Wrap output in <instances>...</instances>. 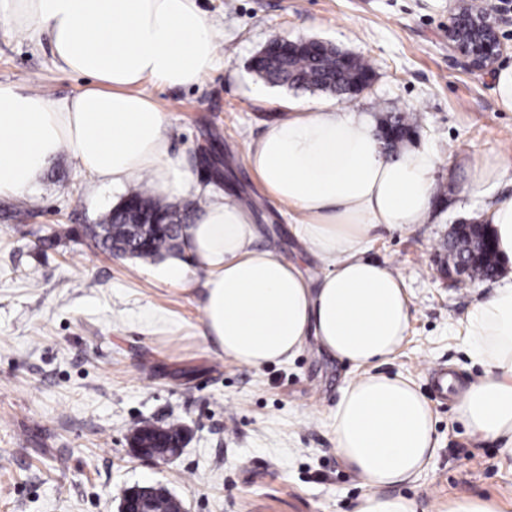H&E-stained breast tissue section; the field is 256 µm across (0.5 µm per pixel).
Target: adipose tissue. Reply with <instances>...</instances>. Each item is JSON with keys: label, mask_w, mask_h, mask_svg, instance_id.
I'll return each mask as SVG.
<instances>
[{"label": "adipose tissue", "mask_w": 512, "mask_h": 512, "mask_svg": "<svg viewBox=\"0 0 512 512\" xmlns=\"http://www.w3.org/2000/svg\"><path fill=\"white\" fill-rule=\"evenodd\" d=\"M0 16L22 33L46 32L55 64L91 80L55 102L0 82V196L32 195L65 150L116 193L144 176L161 198L205 195L182 227V257L168 261L163 277L202 274L205 335L235 362L288 361L311 335L357 369L331 422L337 454L364 479L354 512H416L388 489L429 464L434 416L409 379L369 371L405 339L410 298L403 278L366 258L365 247L379 231L430 220L438 154L427 146L387 153L372 115L333 103L295 105L249 142L248 169L293 213L291 233L323 267L314 282L258 245L246 207L202 189L170 155L166 115L139 90L148 79L193 86L217 67L215 25L197 0H0ZM511 173V157L486 155L469 167L465 190L491 194ZM465 329L483 373L459 388L457 411L473 436L495 441L512 462V272L474 304Z\"/></svg>", "instance_id": "adipose-tissue-1"}]
</instances>
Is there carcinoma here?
<instances>
[{
  "label": "carcinoma",
  "instance_id": "1",
  "mask_svg": "<svg viewBox=\"0 0 512 512\" xmlns=\"http://www.w3.org/2000/svg\"><path fill=\"white\" fill-rule=\"evenodd\" d=\"M252 69L259 78L272 84L330 91L343 96L359 76L372 71V65L360 58L353 69L341 70L336 49L317 56L296 54L290 59L283 46L274 44L254 58ZM385 123L398 128L397 140L388 145L394 150L415 132L418 118L399 112L388 116ZM185 220L186 214L178 206L155 198L140 184L129 192L124 207L110 211L102 223L86 227V232L109 253L154 258L176 248Z\"/></svg>",
  "mask_w": 512,
  "mask_h": 512
}]
</instances>
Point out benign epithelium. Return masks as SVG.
<instances>
[{"mask_svg": "<svg viewBox=\"0 0 512 512\" xmlns=\"http://www.w3.org/2000/svg\"><path fill=\"white\" fill-rule=\"evenodd\" d=\"M511 18L512 0H492L479 12L471 10L465 0H460L448 23V46L467 69L474 72L490 70L505 51L500 28ZM452 232L458 236L460 248L448 254V263L441 264L440 273L444 277L453 279L470 273L475 267L488 263L500 264L488 222L480 220L455 224ZM181 447L180 443L170 448H150L138 443L133 445V452L142 459L168 461L179 454ZM146 491L145 486L130 489L118 512H153L148 503L142 500Z\"/></svg>", "mask_w": 512, "mask_h": 512, "instance_id": "benign-epithelium-1", "label": "benign epithelium"}]
</instances>
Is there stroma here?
<instances>
[{"instance_id":"stroma-1","label":"stroma","mask_w":512,"mask_h":512,"mask_svg":"<svg viewBox=\"0 0 512 512\" xmlns=\"http://www.w3.org/2000/svg\"><path fill=\"white\" fill-rule=\"evenodd\" d=\"M218 28L221 64L191 87L147 81L139 90L165 112L171 152L198 184H212L204 158L218 151L225 182L253 204L265 242L301 254L288 209L264 195L244 153L288 105L324 103L328 93L273 86L251 69L278 36L319 40L368 59L373 80L352 104L382 121L418 112L414 142L435 149L442 199L431 222L385 231L367 245L403 277L408 334L379 372L411 380L435 419L437 452L396 493L417 512H447L452 497L478 495L512 512V466L498 445L473 438L455 397L435 390L431 367L458 385L482 369L463 321L489 293L486 280L459 287L440 278L453 224L483 215L495 196L464 191L465 162L512 151V112L500 110L494 75L463 68L448 46L454 0H198ZM0 81L49 100L74 96L87 79L59 69L46 35L17 32L0 17ZM115 202L70 152H61L28 198H0V512H117L119 488L166 486L188 512H353L363 481L342 463L330 420L348 364L308 338L289 361L256 369L225 358L203 336L201 278L163 280V259L116 258L85 233ZM25 212L15 220L14 208ZM54 236L46 245V236ZM180 420L179 456L134 455L130 426Z\"/></svg>"}]
</instances>
